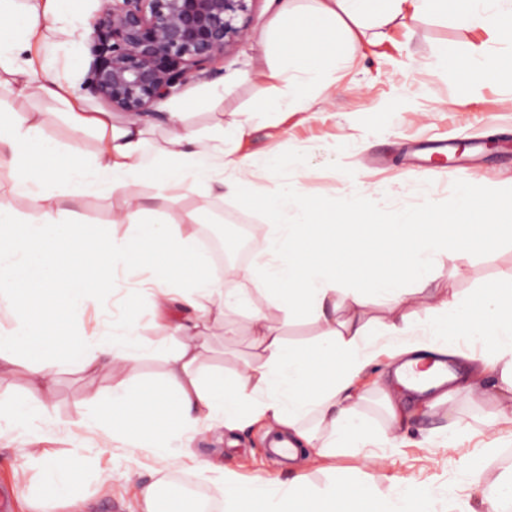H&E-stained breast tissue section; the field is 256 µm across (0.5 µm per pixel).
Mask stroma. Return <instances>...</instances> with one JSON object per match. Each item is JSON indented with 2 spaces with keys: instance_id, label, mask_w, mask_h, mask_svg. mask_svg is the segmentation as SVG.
Returning a JSON list of instances; mask_svg holds the SVG:
<instances>
[{
  "instance_id": "obj_1",
  "label": "stroma",
  "mask_w": 512,
  "mask_h": 512,
  "mask_svg": "<svg viewBox=\"0 0 512 512\" xmlns=\"http://www.w3.org/2000/svg\"><path fill=\"white\" fill-rule=\"evenodd\" d=\"M99 7V0H69V10L83 18V25L47 38L48 44L60 47L58 71L78 86L91 60L88 25L97 20ZM276 9L275 0H254L247 36L213 64L212 75L191 77L157 103L145 124L147 139L161 147L170 131L165 113H182L185 124L199 131L252 113V131L240 151L254 164L245 173L224 172L225 178L243 182L245 195L209 198L199 189L162 204L156 198L158 185L148 175L134 189L155 210L157 221L177 224L188 210L220 208L244 216L267 234L272 226L266 213L249 209L246 201L273 194L286 180L299 181L312 201L367 193L382 217L399 209L419 210L431 196L458 203L464 182L470 185L474 204L493 193L512 191V82L488 79L470 88L452 80L446 68L447 60L465 47L486 42L482 28L435 12L389 28L379 38H358L348 49L347 61L328 74L311 111L270 115L264 107L274 90L259 72L273 48L270 20ZM0 109L20 118L42 113L49 139L62 147L73 139L54 102L19 98L4 88ZM490 140L495 148H487ZM270 157L280 159L279 168H266ZM63 207L79 223L104 229L124 210L125 199L119 194H88ZM511 273L512 239L506 238L494 251L464 250L455 259L443 260L435 285L470 297ZM133 302L140 334L150 349L147 356L119 378H90L63 368L56 376L46 421L24 430L0 422V502L8 503L9 512H75L64 500L46 506L39 499L46 462L55 458L76 461V489L85 499V512H140L139 488L155 479L153 455L145 448L113 443L104 429L87 423L90 392L108 394L119 379L158 381L166 370L164 356L173 341L154 328L147 294L137 293ZM248 311L244 303L228 314L236 338L229 343L211 339L204 359L208 368L232 370L251 357ZM271 324L295 350L322 331L320 323L298 312L272 310ZM388 365L387 358H379L360 381V409L379 434L371 452L355 448L332 459L309 454L290 460L271 453L257 426L237 434L233 446L201 432L194 438L192 457L181 458L167 470V488L186 480L218 490L215 474L203 469L205 461L218 460L246 481L260 478L275 486L302 475L320 487L333 480L355 489L374 485L386 497L413 486L428 493L429 512H466L475 503L473 485L485 486L512 473V437L487 428L498 410L496 402L470 394L454 397L453 409L470 425L454 448L440 445L448 427L443 411L417 403L407 405L409 418L402 428L388 431L378 393ZM476 457L483 464L473 473L468 464Z\"/></svg>"
}]
</instances>
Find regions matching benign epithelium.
<instances>
[{
	"instance_id": "benign-epithelium-1",
	"label": "benign epithelium",
	"mask_w": 512,
	"mask_h": 512,
	"mask_svg": "<svg viewBox=\"0 0 512 512\" xmlns=\"http://www.w3.org/2000/svg\"><path fill=\"white\" fill-rule=\"evenodd\" d=\"M254 0H102L85 90L133 119L245 37Z\"/></svg>"
}]
</instances>
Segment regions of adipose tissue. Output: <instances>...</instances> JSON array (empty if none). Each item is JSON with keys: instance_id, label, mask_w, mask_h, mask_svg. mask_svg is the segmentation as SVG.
<instances>
[{"instance_id": "adipose-tissue-1", "label": "adipose tissue", "mask_w": 512, "mask_h": 512, "mask_svg": "<svg viewBox=\"0 0 512 512\" xmlns=\"http://www.w3.org/2000/svg\"><path fill=\"white\" fill-rule=\"evenodd\" d=\"M63 2L0 0V86L62 103L72 129L95 132L100 141L91 164L73 144L67 162L58 165V148L47 140L40 113L22 119L0 113V168L14 171L12 190L34 212L23 221L0 207V305L14 320L11 328L0 326V383L16 373L20 353L35 358L27 367L26 395L0 401V421L26 426L45 408L62 365L91 377L112 376L147 353L127 307L107 335L43 332L44 323L114 294L121 275L141 268L150 274L155 318L172 331L174 347L165 357L164 384L120 382L107 397L90 394L93 420L107 426L114 441L154 449L172 465L179 453L164 433L168 422L188 439L202 427L232 433L262 421L274 441L296 453L312 449L331 457L368 447L376 434L359 418L364 395L358 382L384 351L397 363L391 384L379 389L389 428L404 421L403 392L424 394L427 408L435 409L466 390L492 393L500 410L490 430L512 432V284L492 286L473 300L433 286L442 260L466 248L493 250L512 237V192L488 197L480 210L431 200L426 214L396 211L376 221L369 195L320 206L303 199L298 183L285 182L265 202L276 232L264 237L251 263L226 268L238 288L223 287L197 245L196 213L175 225L151 222L130 188L148 174L164 193L201 187L220 198L239 192L240 183L226 181L224 171L253 164L230 149L248 135V121L217 127L205 138L172 112L166 144L152 152L140 120L117 125L110 113L85 111L75 87L55 75L54 55L37 62L29 56L47 31L74 28ZM448 10L484 29L496 46H509L505 52H463L451 75L471 83L512 78V0H313L306 13L295 0H280L271 25L276 49L260 72L277 85L268 111L313 108L314 92L330 70L328 31L351 39L409 14ZM99 192L126 196L127 207L116 218L128 227L124 236L63 221L60 202ZM250 284L278 306L310 314L321 323V335L303 350L290 349L270 325L267 308L254 306L253 359L231 375L203 376L200 362L210 350L206 331L215 311L242 302ZM384 297L392 302L389 314L370 327L362 310ZM419 306L430 318L417 330L411 312ZM452 334L458 338L453 346ZM446 356L470 361L475 380L463 384L453 373L442 380L427 370V363ZM220 481L226 512H305L309 504L315 512H418L424 502L413 488L385 500L369 487L353 496L348 484L336 481L318 488L295 478L280 492L261 479L242 482L227 469Z\"/></svg>"}]
</instances>
